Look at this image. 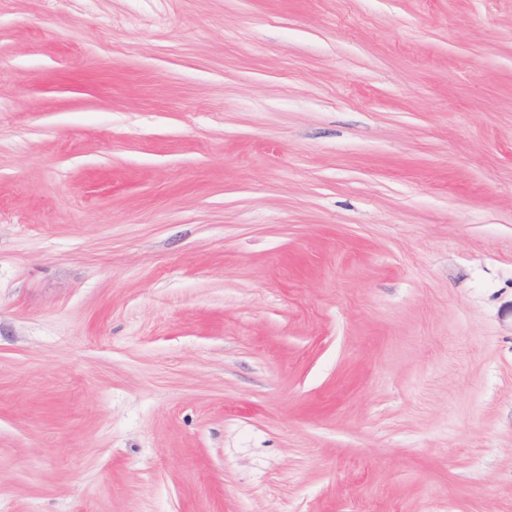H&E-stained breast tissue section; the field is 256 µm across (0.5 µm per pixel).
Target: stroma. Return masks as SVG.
Masks as SVG:
<instances>
[{
    "label": "stroma",
    "instance_id": "stroma-1",
    "mask_svg": "<svg viewBox=\"0 0 512 512\" xmlns=\"http://www.w3.org/2000/svg\"><path fill=\"white\" fill-rule=\"evenodd\" d=\"M0 512H512V0H0Z\"/></svg>",
    "mask_w": 512,
    "mask_h": 512
}]
</instances>
